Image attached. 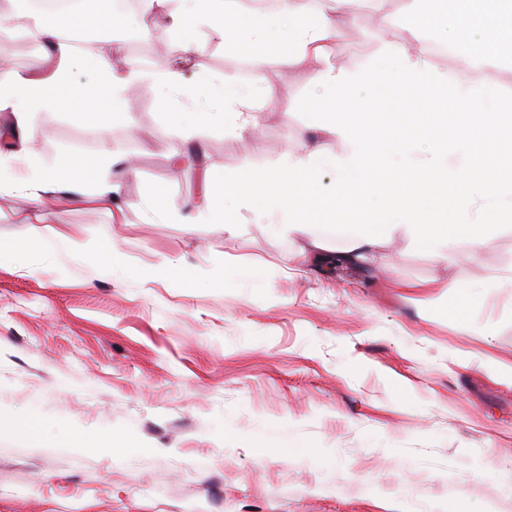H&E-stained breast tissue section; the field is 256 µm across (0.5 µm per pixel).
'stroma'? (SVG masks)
Returning <instances> with one entry per match:
<instances>
[{
  "label": "stroma",
  "mask_w": 512,
  "mask_h": 512,
  "mask_svg": "<svg viewBox=\"0 0 512 512\" xmlns=\"http://www.w3.org/2000/svg\"><path fill=\"white\" fill-rule=\"evenodd\" d=\"M377 37L357 14L332 55L362 65ZM197 43L192 72L247 81L222 44ZM0 55L29 74L49 67L27 36L0 33ZM266 77L274 109L254 137L181 136L143 81L129 124L34 115L44 161L109 150L137 170L109 171L117 224L91 200L0 193V245H31L39 218L87 253L0 265V512H512V288L461 317L448 309L456 286L512 268V223L470 259L439 264L395 242L327 283L296 274L299 243L274 232L275 212L239 235L151 218L155 195L184 210L203 175L219 187L314 140L305 113L282 114L308 98L309 76L276 59ZM191 150L201 164L176 167ZM105 240L139 271L165 260L187 274L225 256L267 261L268 278L250 293L116 282L91 260ZM28 416L73 432V446L22 441L12 426ZM221 424L231 436L219 443ZM115 433L144 454L101 455Z\"/></svg>",
  "instance_id": "1"
}]
</instances>
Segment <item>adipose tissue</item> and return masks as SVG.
<instances>
[{
  "label": "adipose tissue",
  "instance_id": "obj_1",
  "mask_svg": "<svg viewBox=\"0 0 512 512\" xmlns=\"http://www.w3.org/2000/svg\"><path fill=\"white\" fill-rule=\"evenodd\" d=\"M20 32L37 38L54 61L52 72L40 78L15 68L0 67V114L9 116L0 130V189H21L35 200L56 192L85 197L84 165L101 172L112 166L109 152L93 161L73 156L51 165L31 154L34 113L58 107L56 90L70 81L81 55L72 42L86 21L112 32L122 17L115 0H13ZM388 0H275L261 8L251 0H142L144 17L155 9L167 11L174 61L150 76L152 91L163 111L171 112L176 128L193 136L201 126H218L240 136L260 128L257 110L271 100L265 70L282 57L312 79L315 105L298 103L311 128L329 137L338 152L326 154L321 141L266 164L225 176L222 192H207L190 202V219L230 234L262 222L257 200L270 203L279 216L277 232L306 242L301 266L324 255L329 261L354 267L394 239L424 252L438 263L455 251L472 255L482 249L494 230L486 215L512 214V156L499 153L505 132L490 116H482L484 152L468 177L449 166L448 153L432 139L413 136L408 150L414 164L377 166L379 145L350 101L369 98L383 76L416 85L449 90L455 106L477 112L480 103L497 93L496 71L512 67V0H402L398 24L408 34L404 43L379 37L373 59L350 67L335 61L331 47L343 35V20L368 11L386 27ZM201 31L246 60L251 73L241 84L220 76L190 77L184 67L197 50L186 42L185 30ZM450 53L453 67L438 68L436 52ZM24 163L21 178H13L16 163ZM349 173L323 200L314 195L324 167ZM374 192L375 207L359 216L346 204ZM264 264L247 266L222 259L197 275V286L218 285L249 292L262 284Z\"/></svg>",
  "mask_w": 512,
  "mask_h": 512
}]
</instances>
